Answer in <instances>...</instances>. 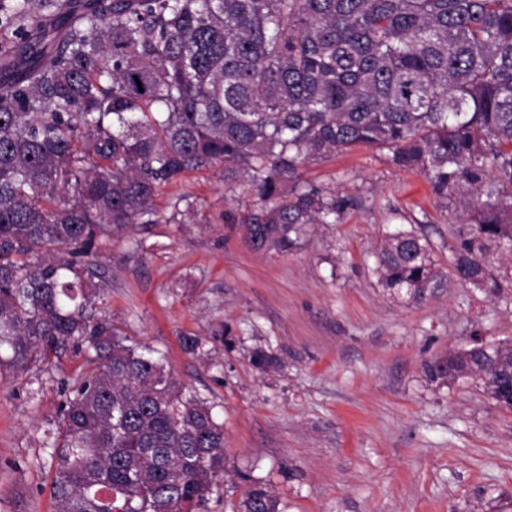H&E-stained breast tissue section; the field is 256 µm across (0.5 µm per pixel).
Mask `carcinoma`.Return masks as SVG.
I'll return each instance as SVG.
<instances>
[{
    "instance_id": "carcinoma-1",
    "label": "carcinoma",
    "mask_w": 512,
    "mask_h": 512,
    "mask_svg": "<svg viewBox=\"0 0 512 512\" xmlns=\"http://www.w3.org/2000/svg\"><path fill=\"white\" fill-rule=\"evenodd\" d=\"M0 371L71 341L89 367L46 430L55 512H208L224 428L156 350L96 315L97 242L185 224L184 174L224 165L257 252L286 254L353 201L303 183L307 162L377 145L467 218L456 278L512 284V0H0ZM381 285L416 302L448 287L413 230L385 236ZM512 409V343L427 363ZM241 512H278L271 490Z\"/></svg>"
}]
</instances>
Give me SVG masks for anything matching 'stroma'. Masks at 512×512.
<instances>
[{"instance_id":"1","label":"stroma","mask_w":512,"mask_h":512,"mask_svg":"<svg viewBox=\"0 0 512 512\" xmlns=\"http://www.w3.org/2000/svg\"><path fill=\"white\" fill-rule=\"evenodd\" d=\"M299 173L353 206L340 223L312 225L292 253L255 252L225 224L251 197L217 168L161 193L163 207L194 197V223L97 245L114 323L161 351L224 426L227 470L210 512H237L250 482L269 484L281 512H512V411L476 380L424 372L474 338L512 341V291L494 296L452 276L458 202L373 145ZM398 229L428 239L449 277L443 294L415 303L382 288L377 245ZM186 336L203 352H186ZM258 351L274 366H255ZM84 371L68 346L52 363L0 375V512H54L45 432Z\"/></svg>"}]
</instances>
